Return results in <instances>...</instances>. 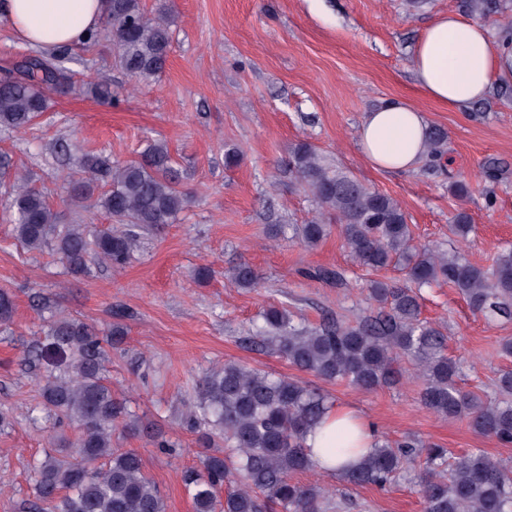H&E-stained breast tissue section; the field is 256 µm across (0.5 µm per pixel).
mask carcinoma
I'll list each match as a JSON object with an SVG mask.
<instances>
[{
	"mask_svg": "<svg viewBox=\"0 0 512 512\" xmlns=\"http://www.w3.org/2000/svg\"><path fill=\"white\" fill-rule=\"evenodd\" d=\"M106 3L105 22L120 67L137 81L160 75L171 46L166 2L161 0L150 14L142 0ZM69 52L62 47L46 56L25 55L0 75L1 128L26 129L45 112L43 88L69 92L71 77L60 65ZM447 140L440 126L426 130L430 165L441 160ZM286 171L321 208L319 217L300 228L306 247L324 240L325 219L332 216L361 266L379 270L400 265L420 288L447 283L474 312L512 319V250L485 269L454 253L413 245L407 215L395 199L331 166L308 143L292 148ZM99 187L107 191L95 199ZM92 198L127 229L92 232L75 224L60 236L46 194L16 177L10 208L17 238L30 251L51 247L74 275L86 273L94 261L118 268L139 246L135 229L173 223L189 201L162 142L149 144L138 161L87 159L84 176L69 180V200L83 206ZM452 230L461 238L469 234L472 225L466 212L454 216ZM231 282L255 288L259 275L242 263L233 270ZM367 291L374 309L353 323L327 318L306 327L294 323L288 309L270 307L252 343L300 371L323 380H345L364 391L397 384L402 376L397 362L406 358L422 379L420 398L428 409L465 418L476 433L512 444V372L499 376L493 399L461 391L456 384L460 367L445 353L446 331L421 319L418 291L382 280L370 281ZM48 336V349L73 359L64 374L45 379L41 396L51 412L77 423L79 434L72 443L75 458L48 454L34 467L31 512H166L140 454L112 445L115 422L124 421L132 434L141 427L102 379L107 354L97 329L76 317L61 316ZM331 408L316 388L238 362H226L207 374L196 401L183 414V425L198 434L203 447L221 446L223 451L205 455L202 468L184 476L194 512H216L221 490V512H325L329 491L319 484H300L294 476L319 470L305 437ZM418 458L424 512H512V468L480 449L457 455L414 438L395 445L380 436L374 451L345 469L343 479L383 488Z\"/></svg>",
	"mask_w": 512,
	"mask_h": 512,
	"instance_id": "carcinoma-1",
	"label": "carcinoma"
}]
</instances>
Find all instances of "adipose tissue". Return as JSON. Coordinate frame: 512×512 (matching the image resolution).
Masks as SVG:
<instances>
[{"label": "adipose tissue", "mask_w": 512, "mask_h": 512, "mask_svg": "<svg viewBox=\"0 0 512 512\" xmlns=\"http://www.w3.org/2000/svg\"><path fill=\"white\" fill-rule=\"evenodd\" d=\"M105 0H0V20H7L24 41L41 48L70 46L103 22ZM412 68L423 94L458 112L484 101L493 86L512 84V33L492 37L481 23L448 12L435 18L418 38ZM427 118L411 101L395 97L366 112L359 128V148L377 169L416 170L426 156ZM352 420L362 431L364 451H371L375 426L355 409L334 408L325 422L309 431L306 445L321 468L333 472L340 458L324 455L337 426Z\"/></svg>", "instance_id": "ef3b65f1"}]
</instances>
